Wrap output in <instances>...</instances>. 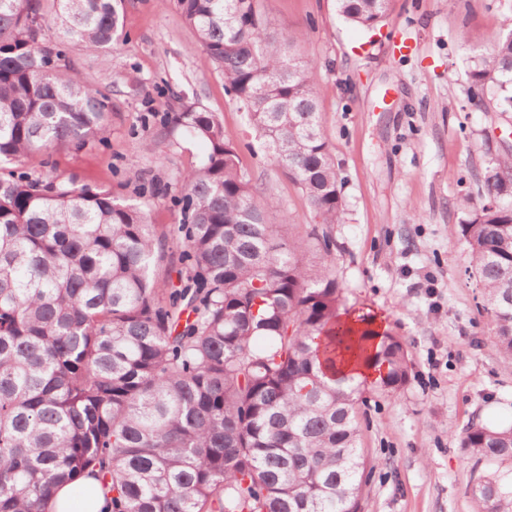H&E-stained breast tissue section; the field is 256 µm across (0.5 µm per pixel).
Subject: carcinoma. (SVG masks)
I'll use <instances>...</instances> for the list:
<instances>
[{
  "label": "carcinoma",
  "instance_id": "1",
  "mask_svg": "<svg viewBox=\"0 0 512 512\" xmlns=\"http://www.w3.org/2000/svg\"><path fill=\"white\" fill-rule=\"evenodd\" d=\"M227 95L305 194L320 226L308 243L266 223L277 207L240 165L213 112L193 105L175 126L209 152L182 173L181 222L157 233L108 187L47 183L8 165L81 148L105 125L106 95L39 46L40 0H0V512H46L56 486L87 469L114 512H359L365 461L363 383L318 365L368 347L336 327L343 287L333 227L344 203L317 113V69L270 34L257 0H176ZM63 42L83 51L123 34V0H56ZM372 29L388 0H338ZM468 102L512 109V31L469 65ZM484 201H459L469 257L500 354L512 359V153L490 160ZM180 245L179 284L153 268ZM379 390L408 382L403 343L374 350ZM459 448L512 464V425L472 423ZM476 512H512V468L471 488Z\"/></svg>",
  "mask_w": 512,
  "mask_h": 512
}]
</instances>
